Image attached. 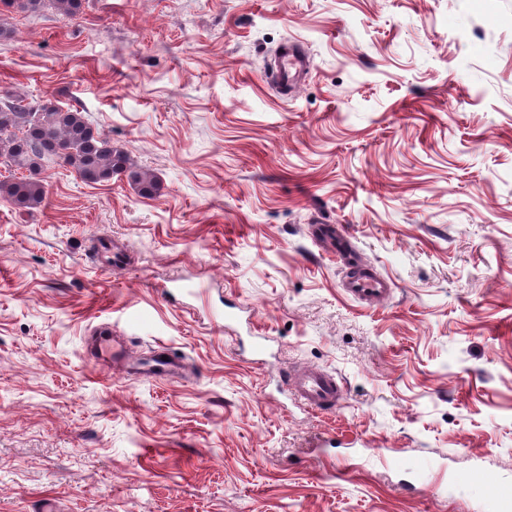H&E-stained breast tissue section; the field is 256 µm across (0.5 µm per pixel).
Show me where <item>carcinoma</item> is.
I'll return each instance as SVG.
<instances>
[{
  "label": "carcinoma",
  "instance_id": "carcinoma-1",
  "mask_svg": "<svg viewBox=\"0 0 512 512\" xmlns=\"http://www.w3.org/2000/svg\"><path fill=\"white\" fill-rule=\"evenodd\" d=\"M17 13L28 16L49 8L76 20L83 13V0H3ZM0 159L23 174L0 181V197L16 209L31 212L47 196L43 171L53 165L72 168L87 184L108 183L125 176L142 198L162 190L161 180L136 166L112 140L95 130L81 107L63 108L51 100L29 101L5 90L0 93Z\"/></svg>",
  "mask_w": 512,
  "mask_h": 512
}]
</instances>
